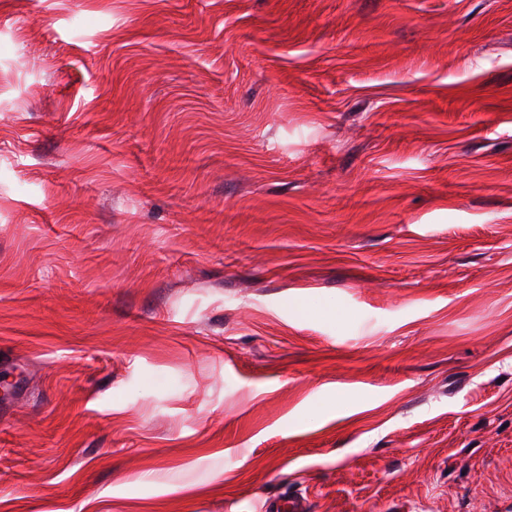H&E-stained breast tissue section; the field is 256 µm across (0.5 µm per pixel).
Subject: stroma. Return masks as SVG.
<instances>
[{
	"mask_svg": "<svg viewBox=\"0 0 512 512\" xmlns=\"http://www.w3.org/2000/svg\"><path fill=\"white\" fill-rule=\"evenodd\" d=\"M0 512H512V0H0ZM265 512H307L304 498L286 492L281 497L270 500L265 507Z\"/></svg>",
	"mask_w": 512,
	"mask_h": 512,
	"instance_id": "35a3bbf8",
	"label": "stroma"
}]
</instances>
